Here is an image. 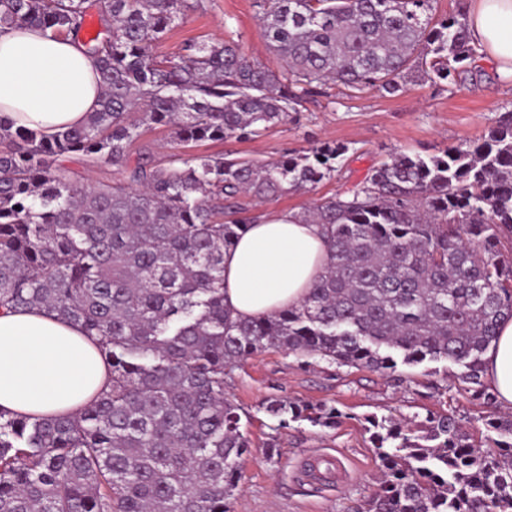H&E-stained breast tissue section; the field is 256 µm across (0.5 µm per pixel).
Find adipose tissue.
<instances>
[{
	"instance_id": "ef3b65f1",
	"label": "adipose tissue",
	"mask_w": 512,
	"mask_h": 512,
	"mask_svg": "<svg viewBox=\"0 0 512 512\" xmlns=\"http://www.w3.org/2000/svg\"><path fill=\"white\" fill-rule=\"evenodd\" d=\"M467 25L481 57L512 81V0H472ZM100 104L95 60L81 41L38 29L0 36V120L53 134L82 125ZM329 261L316 224L272 213L224 253V305L233 316L298 306ZM500 408L512 409V319L484 355ZM107 364L77 327L48 310L0 312V409L18 415L78 414L106 387Z\"/></svg>"
}]
</instances>
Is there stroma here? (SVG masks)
<instances>
[{
  "label": "stroma",
  "instance_id": "stroma-1",
  "mask_svg": "<svg viewBox=\"0 0 512 512\" xmlns=\"http://www.w3.org/2000/svg\"><path fill=\"white\" fill-rule=\"evenodd\" d=\"M230 37L249 57L277 66L260 35L256 0H203L200 9L176 21L158 51L172 56L190 39ZM507 112H512V83L502 82L492 65L482 63L465 82L419 76L393 95L374 90L351 94L329 85L261 137L199 142L189 150L266 161L324 143L347 146L334 178L251 201L247 211L251 217L298 213L362 181L390 154L432 156L449 146L480 144ZM458 371L447 362H426L399 367L397 376L388 377L323 361L308 366L274 347L242 361L224 392L245 412L242 425L252 448L242 461L230 512H359L379 487V460L364 429L370 414L416 423L427 413H445L462 425L472 443L484 445L490 409L461 389ZM271 398L326 404L344 417L333 429L302 422L280 430L264 409ZM273 437L279 448L270 458L265 446Z\"/></svg>",
  "mask_w": 512,
  "mask_h": 512
}]
</instances>
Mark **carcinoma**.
<instances>
[{
    "label": "carcinoma",
    "mask_w": 512,
    "mask_h": 512,
    "mask_svg": "<svg viewBox=\"0 0 512 512\" xmlns=\"http://www.w3.org/2000/svg\"><path fill=\"white\" fill-rule=\"evenodd\" d=\"M280 62L239 42L155 49L196 0H0V35L73 36L95 58L100 109L53 135L0 122V308H47L95 339L110 383L78 415L0 410V512H229L251 442L224 385L268 347L393 374L451 362L472 396L496 403L483 355L512 317V113L473 150L396 153L354 188L296 214L321 226L331 260L305 300L274 316L224 308V250L255 222L242 198L279 197L336 174L348 148L279 160L187 155L247 139L329 83L394 94L414 74L452 81L475 59L466 13L433 0H258ZM175 152L128 165L143 128ZM112 166L69 180L58 158ZM277 428L333 427L342 413L274 399ZM383 481L368 512H512V417L488 416L494 451L456 421L417 428L364 417Z\"/></svg>",
    "instance_id": "cac0c4a2"
}]
</instances>
